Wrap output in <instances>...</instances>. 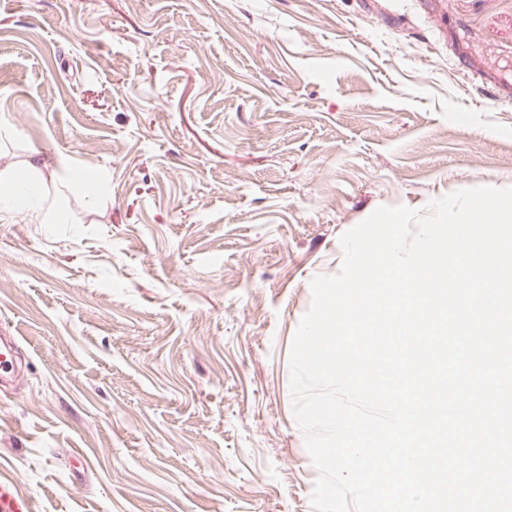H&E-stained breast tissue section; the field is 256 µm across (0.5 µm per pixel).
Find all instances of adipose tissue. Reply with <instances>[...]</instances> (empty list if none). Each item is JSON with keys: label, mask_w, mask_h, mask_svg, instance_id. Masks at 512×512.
<instances>
[{"label": "adipose tissue", "mask_w": 512, "mask_h": 512, "mask_svg": "<svg viewBox=\"0 0 512 512\" xmlns=\"http://www.w3.org/2000/svg\"><path fill=\"white\" fill-rule=\"evenodd\" d=\"M44 169V162L34 157L21 168L10 163L0 167L1 215L11 214L20 206L32 223H56L53 201L57 186Z\"/></svg>", "instance_id": "1"}]
</instances>
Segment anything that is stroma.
<instances>
[{
  "label": "stroma",
  "instance_id": "1",
  "mask_svg": "<svg viewBox=\"0 0 512 512\" xmlns=\"http://www.w3.org/2000/svg\"><path fill=\"white\" fill-rule=\"evenodd\" d=\"M0 469L31 512H313L311 281L379 206L512 187V0H0ZM46 165L34 156L27 160L24 167H16L7 163L0 168V214L10 215L16 211L17 197L12 188L22 185L27 190L23 199V209L26 217L34 224L60 223L53 208L54 195L58 188L51 176L45 177ZM20 171L25 173L23 178L17 175ZM3 186V192H2Z\"/></svg>",
  "mask_w": 512,
  "mask_h": 512
}]
</instances>
